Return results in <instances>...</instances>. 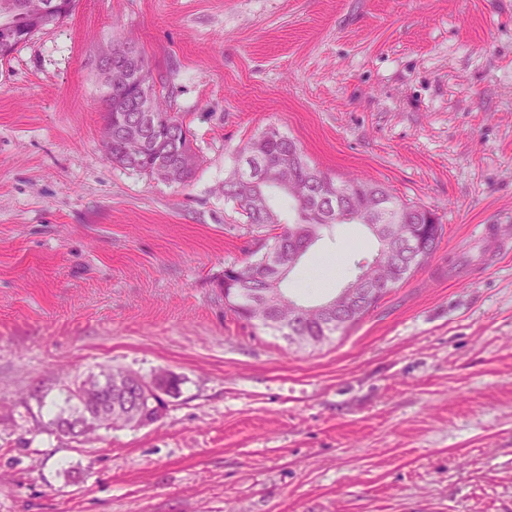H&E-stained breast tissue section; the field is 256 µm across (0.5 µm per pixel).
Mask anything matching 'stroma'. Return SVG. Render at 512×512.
<instances>
[{
  "label": "stroma",
  "instance_id": "obj_1",
  "mask_svg": "<svg viewBox=\"0 0 512 512\" xmlns=\"http://www.w3.org/2000/svg\"><path fill=\"white\" fill-rule=\"evenodd\" d=\"M117 37L185 117L187 184L104 152L96 50ZM270 126L445 226L315 346L216 286L261 243L222 186ZM357 249L377 244L337 226L286 287L333 296L311 272ZM104 366L181 394L140 428L55 432ZM0 512H512V0H77L0 63Z\"/></svg>",
  "mask_w": 512,
  "mask_h": 512
}]
</instances>
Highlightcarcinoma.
<instances>
[{
    "mask_svg": "<svg viewBox=\"0 0 512 512\" xmlns=\"http://www.w3.org/2000/svg\"><path fill=\"white\" fill-rule=\"evenodd\" d=\"M76 0H59L58 10L47 17L25 21V36L53 25L70 14ZM138 88L137 83L123 90H107L103 99V113H112V123L103 124V133L112 134V163L126 169L164 180L160 169L180 162L189 154L198 157L192 135L184 117L170 112L165 96L154 86L147 88L151 108L161 117L157 129L148 134L149 147L139 160H132L126 145L119 137L117 124L124 117L136 119L133 112H115L112 103ZM238 164L224 177V201L230 203L249 228L261 232L273 230L272 243L264 245V252L242 263L224 266V307L238 320L261 328L283 339H293L298 346L322 344L331 335L351 327L371 310L392 288L403 283L428 262L437 250L443 236L444 225L437 213L429 208L404 202L385 186L363 178L338 182L331 175L312 165L295 141L275 127H269L250 139L239 151ZM271 173L288 206L295 213V222L281 224L280 212L271 197L259 194L243 182L246 173ZM333 207L361 212V224H385L390 238L400 244L415 236L421 239L424 251L407 246L409 253H423L422 259L404 258L401 263L382 265L381 253L370 260L353 263L345 287L360 280L378 287V294L352 312L326 314L319 305L293 307L296 300L285 296L262 299V294L272 290L271 278L276 268H288L303 259L309 249L336 227V214L325 210L327 203ZM81 412V405L72 393H67L64 405L53 419L56 429Z\"/></svg>",
    "mask_w": 512,
    "mask_h": 512,
    "instance_id": "carcinoma-1",
    "label": "carcinoma"
}]
</instances>
